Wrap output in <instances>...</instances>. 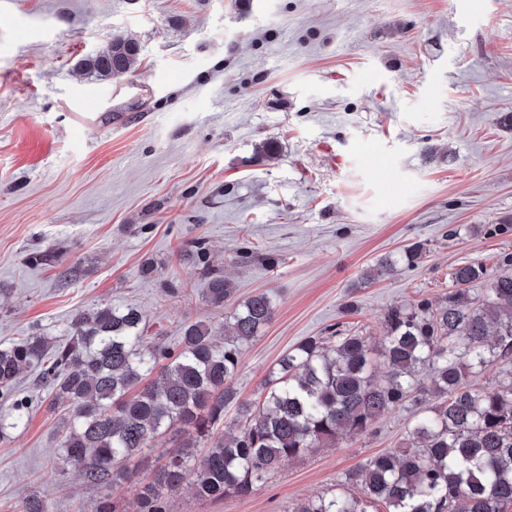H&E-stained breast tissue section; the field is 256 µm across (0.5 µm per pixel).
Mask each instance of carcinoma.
I'll list each match as a JSON object with an SVG mask.
<instances>
[{
	"mask_svg": "<svg viewBox=\"0 0 512 512\" xmlns=\"http://www.w3.org/2000/svg\"><path fill=\"white\" fill-rule=\"evenodd\" d=\"M138 54L137 42L115 38L83 65L106 79L128 72ZM421 256V246H412L379 267L390 274ZM499 266L493 273L473 260L454 269L453 290L440 302L392 306L377 358L362 336L306 339L280 359L257 407L239 400L229 381L243 347L273 318L267 294L235 307L220 343L211 325H185L175 354L144 343L136 308L106 304L79 312L61 341L39 334L0 346V438L24 420L26 403L11 397L28 370L38 372L52 405L62 400L69 407L58 465L92 484L127 480L125 463L155 437L190 427L195 437L179 443L140 493L146 512H166L162 494L180 487L191 470L200 498L244 496L282 461L363 435L391 408L421 405L402 446L349 474L362 495H320L296 512H367L376 502L386 512H512V254ZM476 285L485 289L474 297ZM232 292L224 275L210 276L212 305L224 306ZM163 359L162 373L148 380ZM494 365L507 381L487 391L477 377ZM231 405L239 431L196 460L194 449Z\"/></svg>",
	"mask_w": 512,
	"mask_h": 512,
	"instance_id": "carcinoma-1",
	"label": "carcinoma"
}]
</instances>
